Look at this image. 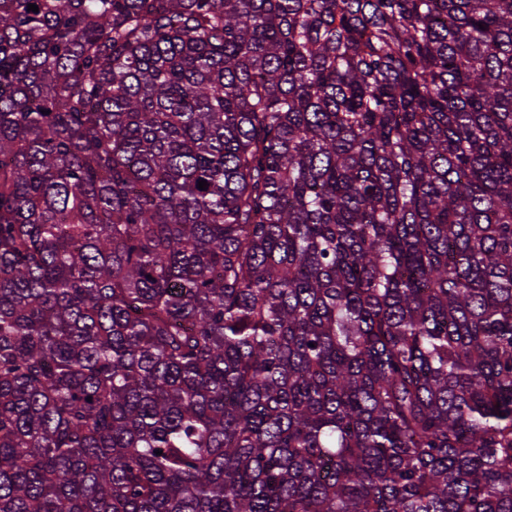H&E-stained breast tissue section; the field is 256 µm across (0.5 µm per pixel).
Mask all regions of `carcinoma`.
<instances>
[{
	"label": "carcinoma",
	"instance_id": "cac0c4a2",
	"mask_svg": "<svg viewBox=\"0 0 512 512\" xmlns=\"http://www.w3.org/2000/svg\"><path fill=\"white\" fill-rule=\"evenodd\" d=\"M0 512H512V0H0Z\"/></svg>",
	"mask_w": 512,
	"mask_h": 512
}]
</instances>
